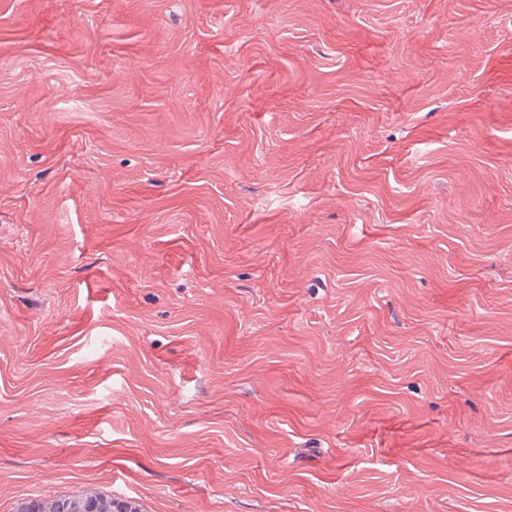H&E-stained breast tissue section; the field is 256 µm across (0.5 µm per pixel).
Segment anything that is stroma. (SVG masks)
Returning a JSON list of instances; mask_svg holds the SVG:
<instances>
[{
  "label": "stroma",
  "instance_id": "obj_1",
  "mask_svg": "<svg viewBox=\"0 0 512 512\" xmlns=\"http://www.w3.org/2000/svg\"><path fill=\"white\" fill-rule=\"evenodd\" d=\"M512 512V0H0V512Z\"/></svg>",
  "mask_w": 512,
  "mask_h": 512
}]
</instances>
